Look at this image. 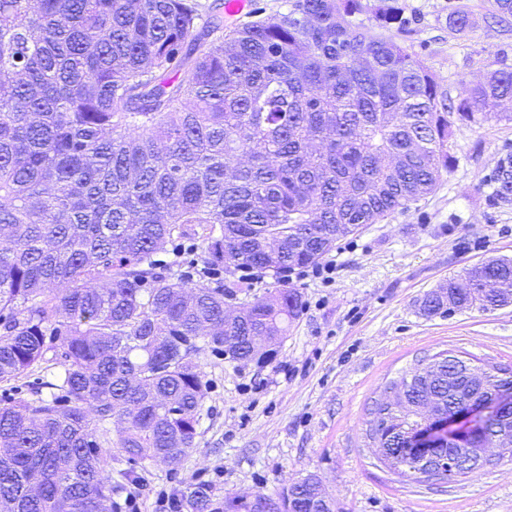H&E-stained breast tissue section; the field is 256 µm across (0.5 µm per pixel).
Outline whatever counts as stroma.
<instances>
[{
	"label": "stroma",
	"mask_w": 512,
	"mask_h": 512,
	"mask_svg": "<svg viewBox=\"0 0 512 512\" xmlns=\"http://www.w3.org/2000/svg\"><path fill=\"white\" fill-rule=\"evenodd\" d=\"M361 0L353 18L367 37H388L444 84L478 83L512 69V28L489 18L493 0H397L409 32L379 27ZM469 12L470 28L448 27V11ZM512 152V122L488 117L457 129L458 162L425 199L340 241L329 258L335 279L301 272L243 280L221 266L224 300L253 301L277 284L299 290L302 309L265 360L247 363L206 354L207 379L198 446L177 475L151 468L146 489L128 485L114 512H172L184 482H207L225 495L277 497L317 475L334 512H512V462L459 481L418 483L380 463L367 437L370 409L387 384L441 352L475 364L512 367V304L491 311H451L428 318L418 302L448 275L482 261L512 258V202L493 204L486 179Z\"/></svg>",
	"instance_id": "35a3bbf8"
}]
</instances>
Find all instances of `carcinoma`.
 <instances>
[{
  "label": "carcinoma",
  "instance_id": "1",
  "mask_svg": "<svg viewBox=\"0 0 512 512\" xmlns=\"http://www.w3.org/2000/svg\"><path fill=\"white\" fill-rule=\"evenodd\" d=\"M360 0H293L226 32L198 0H0V382L59 350L46 397L0 402L3 512H112V450L146 470L179 468L197 447L202 354L254 357L250 336H284L301 294L284 284L224 316V286L190 284L154 256L202 239L204 263L240 256L275 275L315 265L362 224L433 193L456 163L454 127L485 102L512 101V69L456 90L397 43L369 39L349 17ZM512 23V0H494ZM376 19L410 20L380 0ZM468 13L448 11L465 32ZM512 201V153L489 178ZM279 243L270 256L264 247ZM426 293V317L508 304L501 257ZM420 368L375 403L379 461L417 479L396 454L401 430L457 395ZM313 474L277 499L185 484L174 512H311Z\"/></svg>",
  "mask_w": 512,
  "mask_h": 512
}]
</instances>
